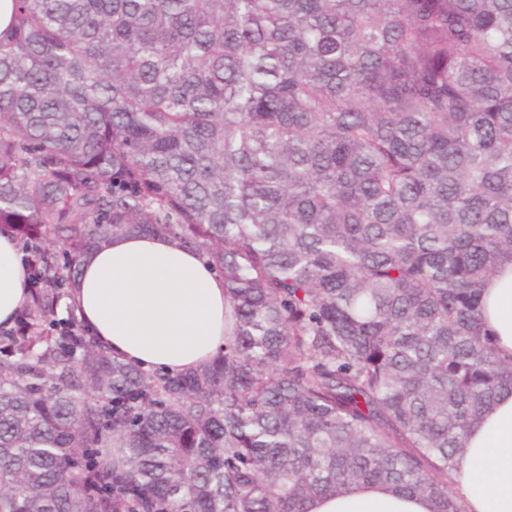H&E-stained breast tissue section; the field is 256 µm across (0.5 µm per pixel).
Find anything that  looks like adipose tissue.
<instances>
[{
    "instance_id": "adipose-tissue-1",
    "label": "adipose tissue",
    "mask_w": 512,
    "mask_h": 512,
    "mask_svg": "<svg viewBox=\"0 0 512 512\" xmlns=\"http://www.w3.org/2000/svg\"><path fill=\"white\" fill-rule=\"evenodd\" d=\"M28 297L23 255L0 232V324L9 326ZM486 326L512 356V265L490 278ZM67 305L94 338L126 361L175 375L208 363L224 346V280L197 253L170 237L126 233L89 250ZM464 512H512V393L474 426L450 474ZM309 512H432L423 496L368 485L343 497L314 499Z\"/></svg>"
}]
</instances>
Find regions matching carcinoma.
<instances>
[{
  "label": "carcinoma",
  "instance_id": "1",
  "mask_svg": "<svg viewBox=\"0 0 512 512\" xmlns=\"http://www.w3.org/2000/svg\"><path fill=\"white\" fill-rule=\"evenodd\" d=\"M0 512H308L448 484L512 392V0H12ZM161 234L224 279V349L148 372L58 316L82 256ZM27 269L13 235L0 232V323L10 326L28 297ZM486 327L505 356H512V265L490 278L483 296Z\"/></svg>",
  "mask_w": 512,
  "mask_h": 512
}]
</instances>
